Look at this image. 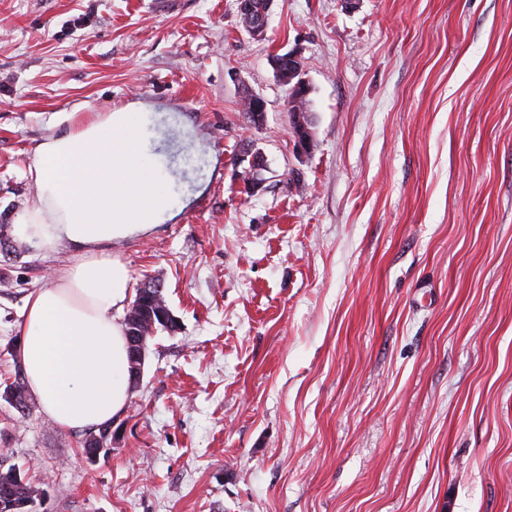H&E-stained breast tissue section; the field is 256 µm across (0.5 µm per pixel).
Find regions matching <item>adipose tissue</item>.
I'll list each match as a JSON object with an SVG mask.
<instances>
[{"label":"adipose tissue","mask_w":512,"mask_h":512,"mask_svg":"<svg viewBox=\"0 0 512 512\" xmlns=\"http://www.w3.org/2000/svg\"><path fill=\"white\" fill-rule=\"evenodd\" d=\"M68 119L66 134L35 149L36 196L15 231L48 254L65 244L80 252L28 296L18 359L42 414L83 431L118 417L130 395L119 320L130 272L106 246L149 233L172 205L167 170L143 138L145 113L125 107Z\"/></svg>","instance_id":"1"}]
</instances>
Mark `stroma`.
I'll list each match as a JSON object with an SVG mask.
<instances>
[{"mask_svg": "<svg viewBox=\"0 0 512 512\" xmlns=\"http://www.w3.org/2000/svg\"><path fill=\"white\" fill-rule=\"evenodd\" d=\"M291 50L302 155L270 64ZM138 103L181 212L109 250L179 328L95 463L0 401L37 512H512V0H275L261 41L237 0H0V224L66 113ZM77 254L0 253L1 380Z\"/></svg>", "mask_w": 512, "mask_h": 512, "instance_id": "stroma-1", "label": "stroma"}]
</instances>
